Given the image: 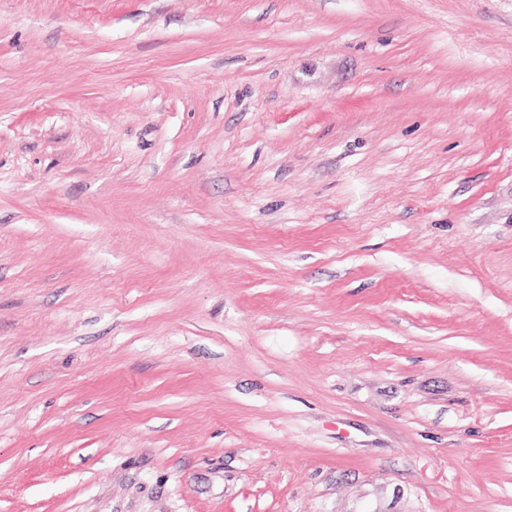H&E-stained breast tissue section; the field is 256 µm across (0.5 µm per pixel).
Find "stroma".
Listing matches in <instances>:
<instances>
[{
  "mask_svg": "<svg viewBox=\"0 0 512 512\" xmlns=\"http://www.w3.org/2000/svg\"><path fill=\"white\" fill-rule=\"evenodd\" d=\"M0 512H512V0H0Z\"/></svg>",
  "mask_w": 512,
  "mask_h": 512,
  "instance_id": "stroma-1",
  "label": "stroma"
}]
</instances>
